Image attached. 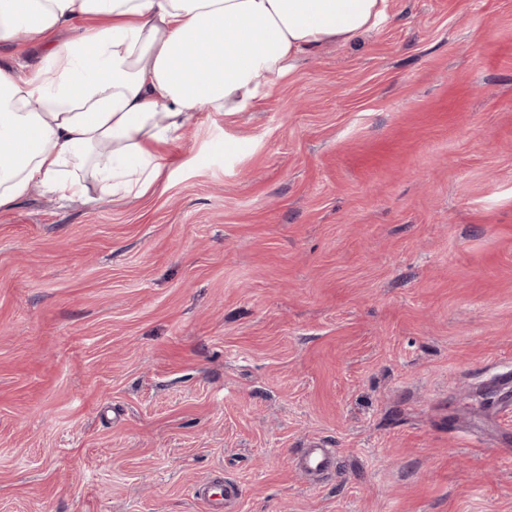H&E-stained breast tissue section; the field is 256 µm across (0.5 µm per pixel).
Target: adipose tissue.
Returning a JSON list of instances; mask_svg holds the SVG:
<instances>
[{"label":"adipose tissue","instance_id":"adipose-tissue-1","mask_svg":"<svg viewBox=\"0 0 512 512\" xmlns=\"http://www.w3.org/2000/svg\"><path fill=\"white\" fill-rule=\"evenodd\" d=\"M388 0H0V209L33 186L65 199L142 196L163 147L203 112H244L291 63L376 29ZM76 36L60 34L78 21ZM40 46L29 44L25 46H0L1 62H20L28 67H35L42 57Z\"/></svg>","mask_w":512,"mask_h":512}]
</instances>
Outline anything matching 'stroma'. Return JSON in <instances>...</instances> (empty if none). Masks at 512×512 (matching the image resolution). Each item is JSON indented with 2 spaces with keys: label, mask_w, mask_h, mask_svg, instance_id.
<instances>
[{
  "label": "stroma",
  "mask_w": 512,
  "mask_h": 512,
  "mask_svg": "<svg viewBox=\"0 0 512 512\" xmlns=\"http://www.w3.org/2000/svg\"><path fill=\"white\" fill-rule=\"evenodd\" d=\"M509 370L512 0H389L156 191L0 210V512H512ZM299 468L308 474L322 478L329 474L335 466V456L329 448L318 445L303 448L298 459ZM224 486V499L215 498L212 489L215 486ZM194 495L200 499L206 500L209 504L211 512H222L226 501L237 499L240 495V489L235 482L224 479L222 475H216L208 483L199 485L194 490Z\"/></svg>",
  "instance_id": "1"
}]
</instances>
